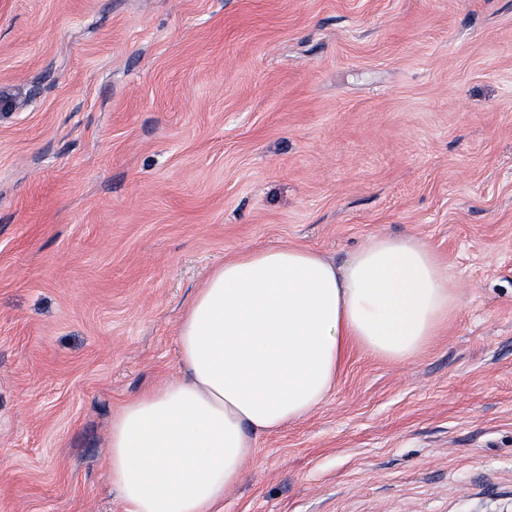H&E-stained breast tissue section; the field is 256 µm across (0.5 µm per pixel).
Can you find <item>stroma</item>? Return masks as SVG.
Here are the masks:
<instances>
[{"instance_id":"obj_1","label":"stroma","mask_w":512,"mask_h":512,"mask_svg":"<svg viewBox=\"0 0 512 512\" xmlns=\"http://www.w3.org/2000/svg\"><path fill=\"white\" fill-rule=\"evenodd\" d=\"M380 234L462 304L223 512H512V0H0V512H125L106 431L207 271Z\"/></svg>"}]
</instances>
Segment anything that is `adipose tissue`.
Segmentation results:
<instances>
[{
  "instance_id": "adipose-tissue-1",
  "label": "adipose tissue",
  "mask_w": 512,
  "mask_h": 512,
  "mask_svg": "<svg viewBox=\"0 0 512 512\" xmlns=\"http://www.w3.org/2000/svg\"><path fill=\"white\" fill-rule=\"evenodd\" d=\"M460 301L414 237H374L341 265L286 244L225 259L179 321L183 373L112 419L109 473L128 512H220L259 437L319 407L350 347L411 361Z\"/></svg>"
}]
</instances>
